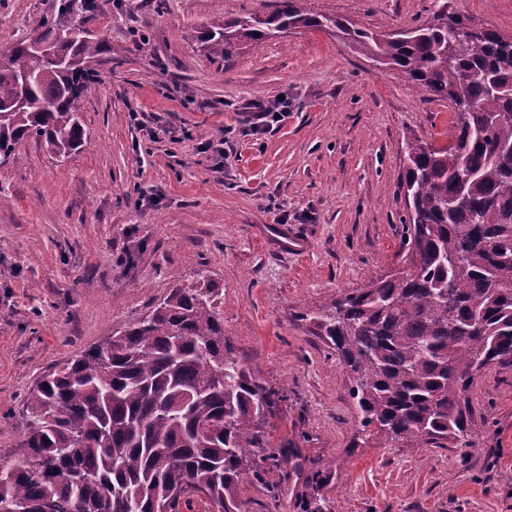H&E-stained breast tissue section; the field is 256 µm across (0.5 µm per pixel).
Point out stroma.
I'll return each instance as SVG.
<instances>
[{"mask_svg": "<svg viewBox=\"0 0 512 512\" xmlns=\"http://www.w3.org/2000/svg\"><path fill=\"white\" fill-rule=\"evenodd\" d=\"M0 0V41L31 22L82 19L108 49L80 103L86 144L68 156L26 139L0 166V464L24 432V397L54 366L146 316L208 272L224 334L283 394L266 430L295 455L246 484L242 512H305L308 478L332 469L323 512H512V365L469 393L474 448H381L358 435L350 375L300 315L399 260L405 141L446 143L448 102L418 94L329 33L263 39L231 59L197 41L215 19L266 15L278 0ZM447 5L512 35V0H309L315 13L379 32ZM287 97L274 131L249 134L241 107ZM228 139L221 161L200 142ZM158 193L136 208L139 192ZM287 223H279L280 211ZM308 248H290V237Z\"/></svg>", "mask_w": 512, "mask_h": 512, "instance_id": "1", "label": "stroma"}]
</instances>
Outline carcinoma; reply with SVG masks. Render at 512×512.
<instances>
[{
  "label": "carcinoma",
  "instance_id": "1",
  "mask_svg": "<svg viewBox=\"0 0 512 512\" xmlns=\"http://www.w3.org/2000/svg\"><path fill=\"white\" fill-rule=\"evenodd\" d=\"M308 0L266 16L218 21L211 54L285 28L321 29L454 106L448 142L409 139L400 181L407 204L403 271L301 315L352 374L359 429L393 448H472L467 393L512 362V52L497 31L469 40L468 16L441 8L382 37ZM58 63L27 41L0 49V161L35 138L56 155L81 147L79 109L98 82L104 41L84 21L55 30ZM283 396L255 377L224 338L219 288L204 274L151 314L43 375L25 399V452L0 466V512H240V485L264 481L292 454L263 430Z\"/></svg>",
  "mask_w": 512,
  "mask_h": 512
}]
</instances>
